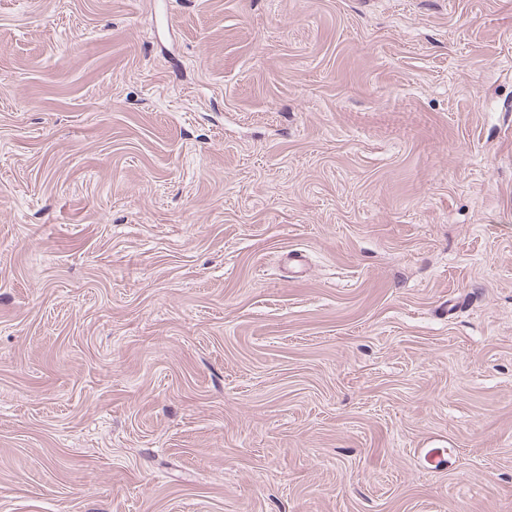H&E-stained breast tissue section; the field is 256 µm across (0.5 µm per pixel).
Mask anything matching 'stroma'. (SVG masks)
I'll list each match as a JSON object with an SVG mask.
<instances>
[{
    "mask_svg": "<svg viewBox=\"0 0 512 512\" xmlns=\"http://www.w3.org/2000/svg\"><path fill=\"white\" fill-rule=\"evenodd\" d=\"M0 512H512V0H0Z\"/></svg>",
    "mask_w": 512,
    "mask_h": 512,
    "instance_id": "1",
    "label": "stroma"
}]
</instances>
